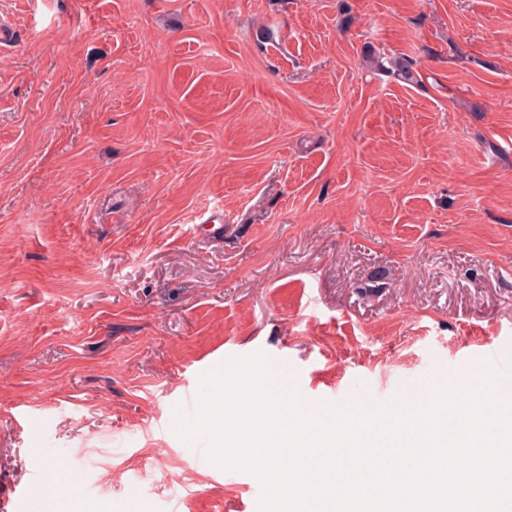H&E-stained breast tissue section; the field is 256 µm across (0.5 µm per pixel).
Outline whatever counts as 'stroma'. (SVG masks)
<instances>
[{
  "label": "stroma",
  "instance_id": "1",
  "mask_svg": "<svg viewBox=\"0 0 512 512\" xmlns=\"http://www.w3.org/2000/svg\"><path fill=\"white\" fill-rule=\"evenodd\" d=\"M1 19L0 497L35 487L12 512H56L75 471L103 512H258L257 476L174 429L231 358L390 404L512 349V0ZM405 55L418 83L378 66Z\"/></svg>",
  "mask_w": 512,
  "mask_h": 512
}]
</instances>
